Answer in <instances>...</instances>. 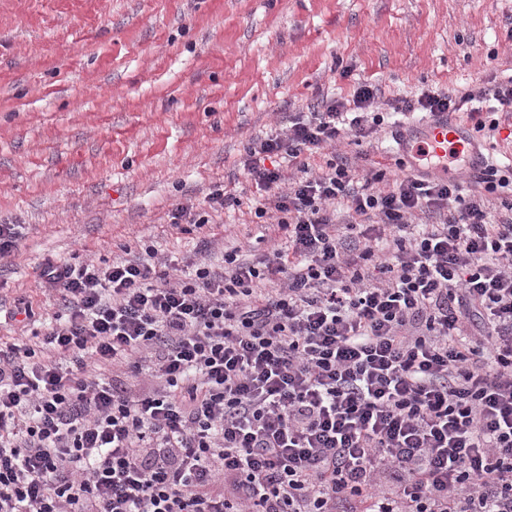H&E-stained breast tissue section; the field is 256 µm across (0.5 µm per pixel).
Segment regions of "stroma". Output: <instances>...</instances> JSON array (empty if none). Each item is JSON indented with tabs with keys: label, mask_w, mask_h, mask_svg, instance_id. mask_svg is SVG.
Returning a JSON list of instances; mask_svg holds the SVG:
<instances>
[{
	"label": "stroma",
	"mask_w": 512,
	"mask_h": 512,
	"mask_svg": "<svg viewBox=\"0 0 512 512\" xmlns=\"http://www.w3.org/2000/svg\"><path fill=\"white\" fill-rule=\"evenodd\" d=\"M511 74L512 0H0V223L23 227L0 260V309H52L48 259L109 262L142 242L186 264L207 239L222 263L258 234L245 146L316 100L367 81L389 103ZM497 119L473 139L504 166L512 113ZM395 131L309 168L339 153L396 177ZM219 185L246 202L204 207ZM180 201L202 204L205 226H171Z\"/></svg>",
	"instance_id": "1"
}]
</instances>
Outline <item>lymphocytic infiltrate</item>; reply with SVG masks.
Wrapping results in <instances>:
<instances>
[{
	"label": "lymphocytic infiltrate",
	"instance_id": "f902f5d3",
	"mask_svg": "<svg viewBox=\"0 0 512 512\" xmlns=\"http://www.w3.org/2000/svg\"><path fill=\"white\" fill-rule=\"evenodd\" d=\"M498 106L512 76L391 104ZM383 122L363 82L250 141L265 253L44 263L43 333L0 344V512H512V172L477 176L496 221L453 179L309 175Z\"/></svg>",
	"mask_w": 512,
	"mask_h": 512
}]
</instances>
